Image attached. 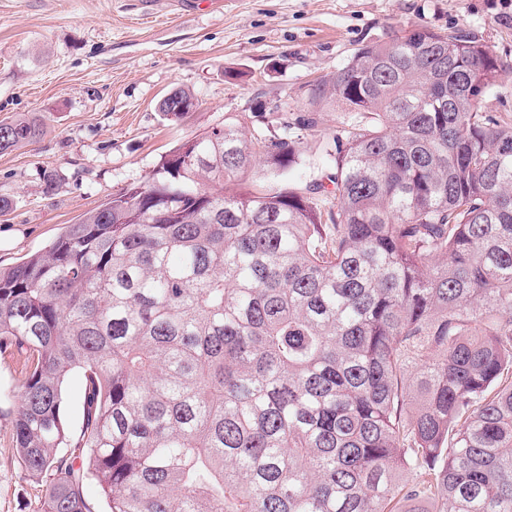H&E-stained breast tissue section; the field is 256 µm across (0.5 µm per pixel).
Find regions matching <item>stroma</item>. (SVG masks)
<instances>
[{
	"mask_svg": "<svg viewBox=\"0 0 512 512\" xmlns=\"http://www.w3.org/2000/svg\"><path fill=\"white\" fill-rule=\"evenodd\" d=\"M412 29L487 46L503 68L483 104L512 122V0H0V122L39 129L0 153V197L12 202L0 213V268L150 182L162 155L231 114H251L249 135L283 115L298 129V164L282 177L253 169L251 180L327 183L326 148L346 115L322 89L361 45ZM176 88L197 106L170 120L158 104ZM24 361L0 354V512H42L49 485L27 475L16 450Z\"/></svg>",
	"mask_w": 512,
	"mask_h": 512,
	"instance_id": "35a3bbf8",
	"label": "stroma"
}]
</instances>
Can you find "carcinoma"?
<instances>
[{
    "instance_id": "obj_1",
    "label": "carcinoma",
    "mask_w": 512,
    "mask_h": 512,
    "mask_svg": "<svg viewBox=\"0 0 512 512\" xmlns=\"http://www.w3.org/2000/svg\"><path fill=\"white\" fill-rule=\"evenodd\" d=\"M501 69L454 32L366 44L323 91L349 114L334 199L227 188L300 157L232 115L0 269L43 512H93L90 479L108 512H512V122L482 111ZM37 135L0 124V152ZM82 373L73 371L63 386L62 417L68 431L75 435L83 420L82 409Z\"/></svg>"
}]
</instances>
